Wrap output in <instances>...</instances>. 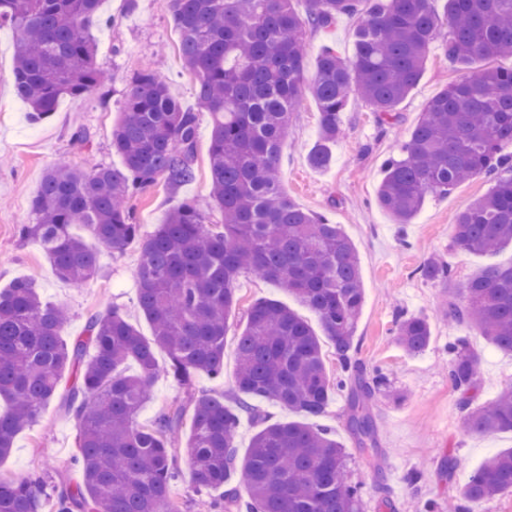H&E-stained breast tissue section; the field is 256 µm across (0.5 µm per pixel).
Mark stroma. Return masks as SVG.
Segmentation results:
<instances>
[{"mask_svg": "<svg viewBox=\"0 0 512 512\" xmlns=\"http://www.w3.org/2000/svg\"><path fill=\"white\" fill-rule=\"evenodd\" d=\"M359 16H345L329 31L306 34L308 70H315L325 46L351 55ZM97 44L96 64L110 76L109 83L91 94L62 97L56 111L41 123L31 122L29 108L13 86L15 33L0 26V288L17 278L30 279L41 298L68 307L72 319L65 335L82 331L87 317L107 306H118L143 335L148 322L138 309L136 270L139 253L101 250L98 275L76 286L56 277L40 244L21 238L20 225L34 221L32 203L45 172L59 161L82 170L120 167L112 148V129L124 110L133 75L150 66L163 72L171 95L179 104L198 112V138L191 181L172 186L158 179L135 194L130 207L142 234L163 223L170 209L185 199L201 200L210 189L209 150L211 118L198 107L196 84L183 71L177 54L178 33L170 0H105L100 18L91 29ZM459 76L440 45H433L420 79L398 105L400 120L382 129L365 103L350 99L341 114L343 133L331 147L326 167L311 166L310 150L319 126V108L304 96L288 116L281 151L280 188L303 210L324 215L341 225L359 257L365 302L356 325L354 358L365 377L382 373L387 378L372 401L382 455L368 465L360 455L347 425L348 390H334L316 425L332 429L349 455V479L357 486L364 512H378L382 497H390L394 512H424L429 501L447 503L486 458L512 448V432L469 434L463 428L466 409L460 391L448 379V345L463 336L480 357L479 382L470 391L472 407L494 401L512 386V353L491 346L478 329L457 324L444 314L448 304H465L467 281L483 269L512 263V246L493 254L468 253L452 243V226L489 183L476 178L445 195H428L412 223L396 224L377 202L378 186L387 161L398 145L409 140L426 104ZM442 259L453 278L448 285L425 280L418 268L426 260ZM239 303L229 320L230 337L224 348V374L214 378L195 375V392L220 393L235 405V334L244 327L246 312L261 299L286 304L321 335L318 316L298 297L274 283L245 273L237 283ZM423 315L431 324L429 348L413 356L395 342L398 314ZM322 352L330 379L342 372L329 340L322 337ZM159 371L151 383L152 398L138 420L150 423L159 410L183 396L180 385L165 370L167 357L158 354ZM79 428L61 399L41 410L38 422L20 433L14 448L0 459V478L15 482L37 477L79 483L82 471ZM419 473L416 484L407 481Z\"/></svg>", "mask_w": 512, "mask_h": 512, "instance_id": "obj_1", "label": "stroma"}]
</instances>
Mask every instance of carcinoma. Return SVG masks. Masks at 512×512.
<instances>
[{
    "mask_svg": "<svg viewBox=\"0 0 512 512\" xmlns=\"http://www.w3.org/2000/svg\"><path fill=\"white\" fill-rule=\"evenodd\" d=\"M361 0H172L183 69L197 80L200 107L212 115L208 200H184L164 223L141 235L126 200L163 177L171 185L194 176L197 115L170 95L167 77L148 67L130 83L112 147L122 167L82 172L49 169L33 202L35 222L24 224L55 275L81 285L99 269V248L139 252L138 305L151 325L144 337L117 308L87 320L84 334L62 338L68 316L41 301L34 283L15 279L0 290V459L38 419L57 393L62 372L73 380L63 394L80 426L82 482L42 485L0 479V512H182L171 485L179 474L177 444L186 412L185 441L200 490H223L207 512H363L349 482L347 453L331 433L302 421L264 423L240 455L242 415L262 419L255 402L267 400L306 418L319 416L335 387L310 325L275 300L248 310L236 340L237 409L224 396L188 393L150 425L138 422L158 363L183 386L199 372H224V344L243 273L274 282L318 315L336 360L353 368L354 332L364 302L359 259L338 224L295 206L280 189L278 171L288 114L306 94L319 107L310 161L324 167L341 134L340 114L356 95L382 126L396 124L397 105L417 84L431 46L464 71L426 105L408 141L389 159L377 201L398 224H409L429 194L446 195L485 177L490 190L470 204L453 227L457 248L492 253L512 243V69L492 61L512 56V0H447L445 18L432 0H366L351 56L327 47L306 77L305 31H328L358 11ZM101 0H0V24L16 34L14 90L29 118L47 119L65 95L101 88L89 24ZM217 209L224 220L207 224ZM84 227L88 237L73 233ZM423 278L448 282V263L431 259ZM467 303L445 311L479 329L496 348L512 352V265L488 267L470 279ZM396 343L408 354L431 342L427 317H400ZM93 349L92 357L86 351ZM448 378L467 393L479 381V355L462 337L448 345ZM134 361L135 375L121 366ZM384 375L350 387L349 428L362 452L380 448L369 401ZM470 433L512 431V389L466 415ZM247 492L231 485L235 475ZM512 491V448L489 457L458 493L457 512H479L483 502Z\"/></svg>",
    "mask_w": 512,
    "mask_h": 512,
    "instance_id": "1",
    "label": "carcinoma"
}]
</instances>
